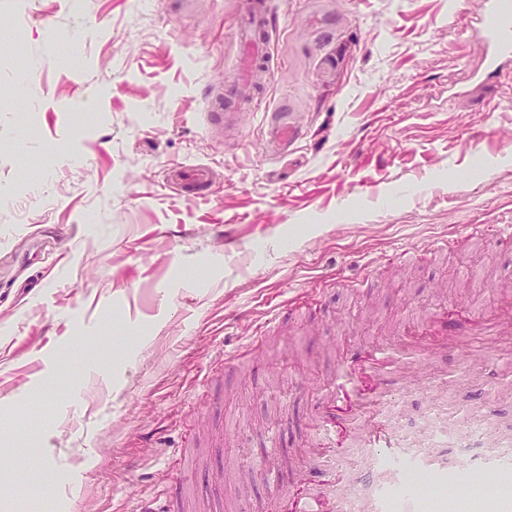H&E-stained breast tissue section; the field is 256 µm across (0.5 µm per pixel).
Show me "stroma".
<instances>
[{
	"instance_id": "stroma-1",
	"label": "stroma",
	"mask_w": 512,
	"mask_h": 512,
	"mask_svg": "<svg viewBox=\"0 0 512 512\" xmlns=\"http://www.w3.org/2000/svg\"><path fill=\"white\" fill-rule=\"evenodd\" d=\"M155 2L0 0L21 34L0 47V512H141L177 470L194 512L217 469L249 476L211 512H268L258 467L287 491L321 467L310 408L370 346L400 364L405 437L512 435V336L409 334L512 299V61L448 96L482 0H271L261 100L221 126L240 0ZM280 112L302 131L283 155ZM186 165L212 171L203 196L167 183ZM48 470L82 480L58 503Z\"/></svg>"
}]
</instances>
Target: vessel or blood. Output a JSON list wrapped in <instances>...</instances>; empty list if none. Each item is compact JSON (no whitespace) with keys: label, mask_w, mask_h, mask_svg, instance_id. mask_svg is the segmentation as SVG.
<instances>
[{"label":"vessel or blood","mask_w":512,"mask_h":512,"mask_svg":"<svg viewBox=\"0 0 512 512\" xmlns=\"http://www.w3.org/2000/svg\"><path fill=\"white\" fill-rule=\"evenodd\" d=\"M269 13V0H242V80L227 89L226 102L249 99L252 75L268 63ZM469 36L483 51L480 68L471 73L472 82L500 73L504 61L512 59V0H483ZM300 137V130L284 119L270 125L272 147L287 149ZM174 179L187 195L194 196L208 185L211 172L205 167L181 169ZM391 368L387 352L374 348L354 351L346 357L342 370L346 384H356L361 376H369L373 381L369 395L348 405L343 386H339L311 409L315 416L311 447L315 453L340 461L338 481L334 483L339 493L336 499H328L326 488L332 483L325 471L307 468L296 474L304 488L296 498L281 489L277 472L268 470L264 480L271 492L272 512H422L418 493L407 487L413 474L435 489L432 512H512V439L483 431L481 440L486 450L475 456L448 455L437 443L408 447L398 427L384 413L391 400L385 383ZM355 417L360 420L359 443L366 453L361 461L351 462L345 458L340 438ZM471 474L484 480L475 497L461 491Z\"/></svg>","instance_id":"1"}]
</instances>
